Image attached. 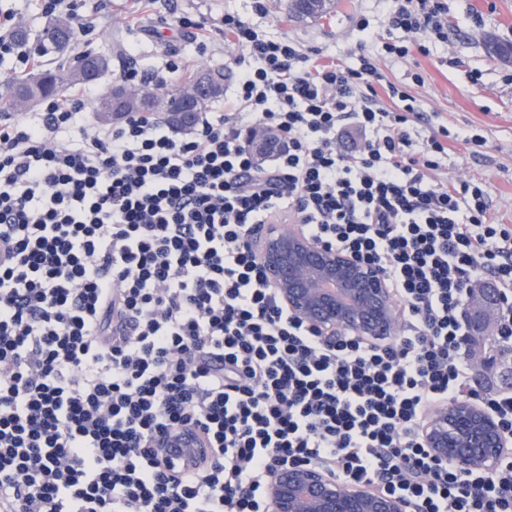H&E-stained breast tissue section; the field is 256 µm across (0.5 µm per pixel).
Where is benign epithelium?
<instances>
[{"mask_svg": "<svg viewBox=\"0 0 512 512\" xmlns=\"http://www.w3.org/2000/svg\"><path fill=\"white\" fill-rule=\"evenodd\" d=\"M253 247L266 282L289 316L334 341L353 336L386 344L399 332L400 311L382 272L310 239L301 224H267ZM431 456L470 473H488L507 456L512 435L473 400L437 408L422 427ZM154 446L164 467H193L208 453L190 429L160 435ZM270 512H408V502L369 486L346 484L317 463L291 465L268 475Z\"/></svg>", "mask_w": 512, "mask_h": 512, "instance_id": "benign-epithelium-1", "label": "benign epithelium"}]
</instances>
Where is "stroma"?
Segmentation results:
<instances>
[{
    "label": "stroma",
    "mask_w": 512,
    "mask_h": 512,
    "mask_svg": "<svg viewBox=\"0 0 512 512\" xmlns=\"http://www.w3.org/2000/svg\"><path fill=\"white\" fill-rule=\"evenodd\" d=\"M448 40L435 43L429 55H414L401 62L381 59L388 78L407 84L409 92L421 103L432 126L447 125L455 130L482 134L486 144L480 154L463 148L451 152L439 179L459 183H483L492 199V213L497 221L512 224V84L505 75L512 74V62L490 56L485 49L486 37L512 41V0H447ZM252 0H162L160 9L168 15L192 14L218 22L224 12L252 15ZM138 7L137 0H87L85 16L94 30L72 45L71 53L84 46L111 53L110 34L121 30L124 41H137L140 50L133 62L113 61L112 67L96 81L90 82V105H97L103 92L115 81L126 65L141 70L162 66L168 55L186 62L188 68H220L229 54L221 44L199 50L187 33L168 32L164 40H156L152 31L158 26L156 17H147L142 30L132 33L125 28L126 17ZM385 0H344L329 19L293 21L288 17V0H273L271 14L259 19L264 32L276 39H292L307 48L323 51L342 61L355 62L361 50H376V36L386 33ZM471 12L483 17L481 28L467 21ZM370 22L374 39L359 30V18ZM480 81H473L474 72ZM420 73L423 84H413L411 73Z\"/></svg>",
    "instance_id": "stroma-1"
}]
</instances>
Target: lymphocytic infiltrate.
Returning a JSON list of instances; mask_svg holds the SVG:
<instances>
[{"label":"lymphocytic infiltrate","instance_id":"1","mask_svg":"<svg viewBox=\"0 0 512 512\" xmlns=\"http://www.w3.org/2000/svg\"><path fill=\"white\" fill-rule=\"evenodd\" d=\"M253 8L215 29L173 20L236 49L223 111L189 131L145 113L96 124L83 89L0 120V512H267V475L311 462L413 512H512V461L481 479L422 440L464 398L512 433V391L475 390L466 339L487 284L512 344V224L483 186L436 177L449 142L485 140L442 126L415 141L417 100L378 64L447 42L446 0H392L401 39L354 65L269 38V0ZM282 221L381 268L392 343L329 345L288 316L250 244ZM184 428L209 454L172 475L154 439Z\"/></svg>","mask_w":512,"mask_h":512}]
</instances>
